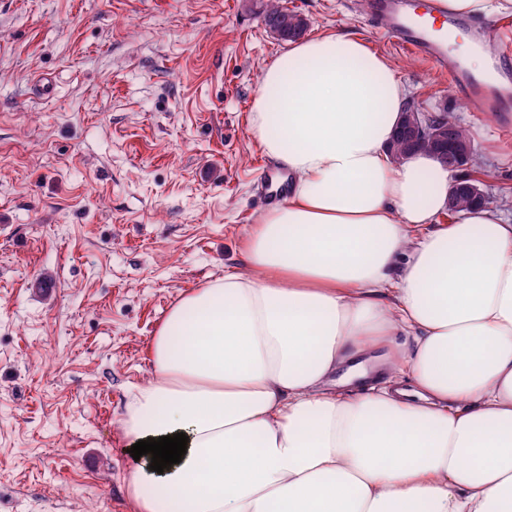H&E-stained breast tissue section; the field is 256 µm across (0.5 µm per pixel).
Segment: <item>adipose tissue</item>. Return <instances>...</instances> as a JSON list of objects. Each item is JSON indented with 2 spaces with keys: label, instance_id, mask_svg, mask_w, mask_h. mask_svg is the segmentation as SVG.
I'll return each instance as SVG.
<instances>
[{
  "label": "adipose tissue",
  "instance_id": "ef3b65f1",
  "mask_svg": "<svg viewBox=\"0 0 512 512\" xmlns=\"http://www.w3.org/2000/svg\"><path fill=\"white\" fill-rule=\"evenodd\" d=\"M407 90L360 38L290 42L250 131L288 171L240 266L182 295L128 392L134 512H512V219L438 224L456 180L394 162Z\"/></svg>",
  "mask_w": 512,
  "mask_h": 512
}]
</instances>
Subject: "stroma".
Here are the masks:
<instances>
[{
  "label": "stroma",
  "mask_w": 512,
  "mask_h": 512,
  "mask_svg": "<svg viewBox=\"0 0 512 512\" xmlns=\"http://www.w3.org/2000/svg\"><path fill=\"white\" fill-rule=\"evenodd\" d=\"M267 0H0V512H132L120 418L185 292L239 263L273 171L249 130L285 49ZM345 31L450 112L512 187V144L361 0H286ZM52 81L50 92L37 86Z\"/></svg>",
  "instance_id": "obj_1"
}]
</instances>
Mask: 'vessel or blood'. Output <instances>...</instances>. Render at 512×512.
I'll return each instance as SVG.
<instances>
[{"label": "vessel or blood", "instance_id": "1", "mask_svg": "<svg viewBox=\"0 0 512 512\" xmlns=\"http://www.w3.org/2000/svg\"><path fill=\"white\" fill-rule=\"evenodd\" d=\"M366 10L385 25L388 38L448 75L456 92L471 102L474 111L493 110L502 113L504 134L512 135V27L493 24L475 25L476 43L495 45L492 65L498 85H490L483 77L471 73L465 62L452 56L434 36L437 25L462 27L466 18L443 13L436 0H367Z\"/></svg>", "mask_w": 512, "mask_h": 512}]
</instances>
